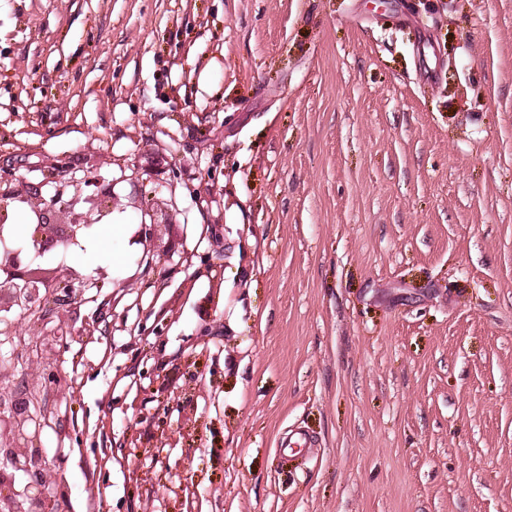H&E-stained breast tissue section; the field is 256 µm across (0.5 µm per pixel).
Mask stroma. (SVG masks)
Masks as SVG:
<instances>
[{"label": "stroma", "instance_id": "obj_1", "mask_svg": "<svg viewBox=\"0 0 512 512\" xmlns=\"http://www.w3.org/2000/svg\"><path fill=\"white\" fill-rule=\"evenodd\" d=\"M2 164L115 199L61 512H512V0H0Z\"/></svg>", "mask_w": 512, "mask_h": 512}]
</instances>
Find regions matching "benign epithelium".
I'll list each match as a JSON object with an SVG mask.
<instances>
[{
  "instance_id": "1",
  "label": "benign epithelium",
  "mask_w": 512,
  "mask_h": 512,
  "mask_svg": "<svg viewBox=\"0 0 512 512\" xmlns=\"http://www.w3.org/2000/svg\"><path fill=\"white\" fill-rule=\"evenodd\" d=\"M33 195L36 196L33 208L38 217L37 232L40 233L35 242L39 250L53 247L61 238L73 242L77 230L90 228L92 211H76L80 197L65 201L60 192L49 200L37 191ZM97 287L98 280L73 269L44 268L38 263L22 261L18 251H0V312L9 313L16 306L35 309L38 318L43 320L51 313L71 307L82 300L85 291ZM56 368L57 358L53 354L31 363L24 395L29 397L43 390L49 381L59 384L60 379L53 377ZM33 420L26 401L7 412L0 411V422H5L11 430V437L5 444L6 460L15 469L32 475V482L18 489L12 487L0 495V512H24L23 505L28 502L38 504L41 512H58L62 491L51 478V468L40 446V431L32 428Z\"/></svg>"
}]
</instances>
